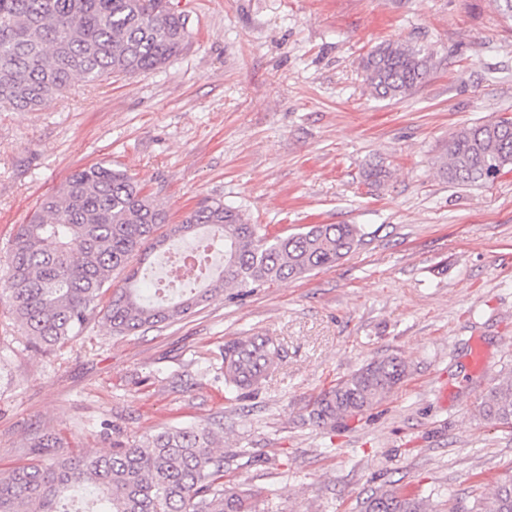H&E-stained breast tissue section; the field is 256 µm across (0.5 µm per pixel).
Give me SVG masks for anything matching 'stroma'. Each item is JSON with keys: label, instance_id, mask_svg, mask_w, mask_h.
I'll use <instances>...</instances> for the list:
<instances>
[{"label": "stroma", "instance_id": "obj_1", "mask_svg": "<svg viewBox=\"0 0 512 512\" xmlns=\"http://www.w3.org/2000/svg\"><path fill=\"white\" fill-rule=\"evenodd\" d=\"M177 2L190 44L166 67L75 80L36 112L0 107V270L41 198L99 162L135 175L173 224L221 200L275 234L353 224L361 240L332 267L130 336L95 315L55 351L0 304V470L216 420L224 482L256 512H361L383 490L474 512L512 472V428L478 413L512 373V169L460 187L438 164L459 129L512 116V21L493 0ZM384 42L433 54L406 97L363 82ZM371 164L380 185L362 177ZM242 335L276 338L282 357L238 399L219 353ZM387 356L408 372L385 400L309 421L320 391ZM47 434L60 447H34Z\"/></svg>", "mask_w": 512, "mask_h": 512}]
</instances>
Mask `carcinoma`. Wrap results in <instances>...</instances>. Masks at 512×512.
<instances>
[{
	"instance_id": "carcinoma-1",
	"label": "carcinoma",
	"mask_w": 512,
	"mask_h": 512,
	"mask_svg": "<svg viewBox=\"0 0 512 512\" xmlns=\"http://www.w3.org/2000/svg\"><path fill=\"white\" fill-rule=\"evenodd\" d=\"M186 17L173 0H0V105L35 111L81 78L89 84L158 70L188 45ZM363 81L380 99L404 97L425 82L432 55L402 43L377 46L362 58ZM512 166V117L476 123L448 141L440 174L452 185L480 186ZM167 232L156 235L159 225ZM198 262L222 256L221 265L183 275L200 281L189 293L159 303L136 272L113 285L142 251L197 231ZM353 224H312L302 232L271 234L236 208L205 200L178 224L141 183L98 163L75 172L41 199L17 228L0 301L22 334L38 346L63 348L81 335L96 312L112 332L129 335L145 326L174 323L224 292L270 286L336 264L358 242ZM280 345L241 336L224 344V390L248 396L275 368ZM406 364L375 360L320 392L308 413L318 425H336L382 401L403 380ZM483 420L512 426V374L493 386L479 408ZM211 425L166 428L140 444H114L107 454L80 455L50 465L0 472V512H60L76 489L95 492L93 512H254L248 497L224 485V456L216 455ZM378 512H422L418 501L390 491L371 495ZM476 512H512V474L497 481Z\"/></svg>"
}]
</instances>
